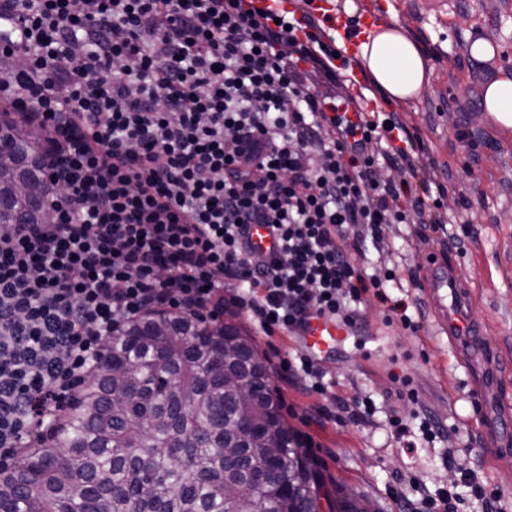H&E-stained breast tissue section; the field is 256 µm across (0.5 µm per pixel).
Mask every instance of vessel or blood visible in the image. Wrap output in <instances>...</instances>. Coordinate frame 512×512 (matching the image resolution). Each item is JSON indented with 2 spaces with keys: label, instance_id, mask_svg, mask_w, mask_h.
<instances>
[{
  "label": "vessel or blood",
  "instance_id": "b4317fda",
  "mask_svg": "<svg viewBox=\"0 0 512 512\" xmlns=\"http://www.w3.org/2000/svg\"><path fill=\"white\" fill-rule=\"evenodd\" d=\"M423 295L437 318L440 330L447 335L450 342L460 343L472 349H482L479 324L469 315L472 297L470 292L463 288L455 266L446 265L437 259L429 262L423 282ZM345 336V329L336 322L324 318L314 319L311 320L304 335V342L309 349L325 354ZM469 396L473 403L479 405L483 414V453L489 457L493 456L502 440L503 424L497 414L487 380H471Z\"/></svg>",
  "mask_w": 512,
  "mask_h": 512
}]
</instances>
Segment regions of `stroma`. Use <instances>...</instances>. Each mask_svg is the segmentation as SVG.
I'll list each match as a JSON object with an SVG mask.
<instances>
[{
    "mask_svg": "<svg viewBox=\"0 0 512 512\" xmlns=\"http://www.w3.org/2000/svg\"><path fill=\"white\" fill-rule=\"evenodd\" d=\"M368 10L396 13L433 67L422 94L405 103L385 102L378 89L366 101L383 113H397L417 137L425 174L443 186L449 198L465 196L468 206H453L448 222L411 238L410 226L393 225L391 250H369V262L397 267L401 277L423 275L430 252L457 263V272L473 296V313L482 327L486 353L461 362L447 336L438 335L433 313L420 289L396 288L406 299L418 332L400 323L385 324L375 304L359 307L362 330L340 343L326 361L325 395L306 393L289 380L283 359L304 348L286 333L258 335L273 368V382L287 423L310 438V454L329 490L355 495L371 512H399L400 500L417 501L455 483L449 456L473 472L488 496L512 502V487L499 477L512 475V130L495 128L481 112L480 92L496 76H512V0H352L349 17ZM495 49L491 61L469 54L474 37ZM473 237H466V228ZM498 374V398L506 407L508 443L496 461L481 452V418L468 399L469 377L489 370ZM372 400L373 413L349 419L344 408L354 400ZM336 408L335 417L318 414ZM404 417L403 442L391 436L392 416ZM436 426L435 436L420 430L423 419Z\"/></svg>",
    "mask_w": 512,
    "mask_h": 512,
    "instance_id": "stroma-1",
    "label": "stroma"
}]
</instances>
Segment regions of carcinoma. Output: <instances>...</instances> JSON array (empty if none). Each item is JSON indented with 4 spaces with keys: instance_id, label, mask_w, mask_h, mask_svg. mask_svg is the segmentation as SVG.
<instances>
[{
    "instance_id": "cac0c4a2",
    "label": "carcinoma",
    "mask_w": 512,
    "mask_h": 512,
    "mask_svg": "<svg viewBox=\"0 0 512 512\" xmlns=\"http://www.w3.org/2000/svg\"><path fill=\"white\" fill-rule=\"evenodd\" d=\"M39 155L33 137L0 149V224L40 222ZM109 350L52 441L0 471V512H322L330 501L234 314L149 311ZM234 419L257 431L237 434Z\"/></svg>"
}]
</instances>
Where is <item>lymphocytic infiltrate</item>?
<instances>
[{"label": "lymphocytic infiltrate", "mask_w": 512, "mask_h": 512, "mask_svg": "<svg viewBox=\"0 0 512 512\" xmlns=\"http://www.w3.org/2000/svg\"><path fill=\"white\" fill-rule=\"evenodd\" d=\"M284 0H0V102L46 131L45 224L0 227V465L56 431L150 309L302 336L358 304L418 331L368 272L393 224L444 223L399 121H344L339 53ZM270 229L258 252L250 227Z\"/></svg>", "instance_id": "1"}]
</instances>
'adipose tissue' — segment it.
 Wrapping results in <instances>:
<instances>
[{
    "label": "adipose tissue",
    "instance_id": "1",
    "mask_svg": "<svg viewBox=\"0 0 512 512\" xmlns=\"http://www.w3.org/2000/svg\"><path fill=\"white\" fill-rule=\"evenodd\" d=\"M357 58L362 73L386 101L415 99L430 83L432 70L421 45L397 19H390L368 34L359 46ZM480 107L498 129H512V78L503 76L486 83Z\"/></svg>",
    "mask_w": 512,
    "mask_h": 512
}]
</instances>
